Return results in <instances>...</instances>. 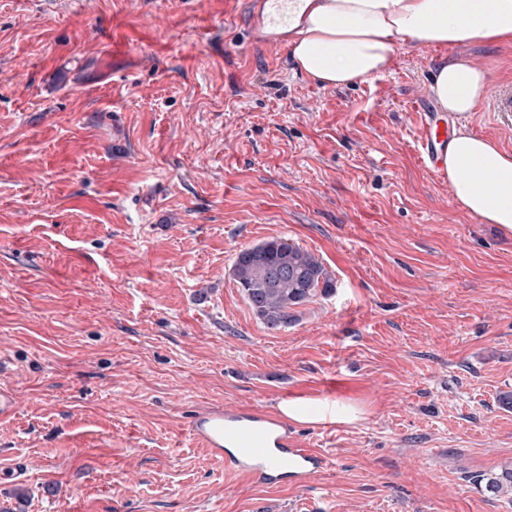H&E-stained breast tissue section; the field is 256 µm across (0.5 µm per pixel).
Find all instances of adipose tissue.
Segmentation results:
<instances>
[{
    "instance_id": "ef3b65f1",
    "label": "adipose tissue",
    "mask_w": 512,
    "mask_h": 512,
    "mask_svg": "<svg viewBox=\"0 0 512 512\" xmlns=\"http://www.w3.org/2000/svg\"><path fill=\"white\" fill-rule=\"evenodd\" d=\"M284 29L298 69L323 85L345 86L390 71L400 47L452 46L431 82L438 104L473 112L489 84L465 54L475 44L512 45V0H285ZM445 177L460 207L512 231V154L459 127Z\"/></svg>"
}]
</instances>
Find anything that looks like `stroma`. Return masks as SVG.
I'll use <instances>...</instances> for the list:
<instances>
[{"label":"stroma","instance_id":"35a3bbf8","mask_svg":"<svg viewBox=\"0 0 512 512\" xmlns=\"http://www.w3.org/2000/svg\"><path fill=\"white\" fill-rule=\"evenodd\" d=\"M252 0H0V512H512V231L415 152L444 48L320 86ZM491 85L512 47L475 45ZM335 289L267 329L232 277L272 237ZM308 398L306 486L238 479L199 411Z\"/></svg>","mask_w":512,"mask_h":512}]
</instances>
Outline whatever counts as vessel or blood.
Listing matches in <instances>:
<instances>
[{"instance_id": "1", "label": "vessel or blood", "mask_w": 512, "mask_h": 512, "mask_svg": "<svg viewBox=\"0 0 512 512\" xmlns=\"http://www.w3.org/2000/svg\"><path fill=\"white\" fill-rule=\"evenodd\" d=\"M484 107L500 125L511 126L512 86L499 85ZM414 110L416 151L428 170H438L439 154L445 151L453 127L446 116L431 110L428 99H420ZM190 433L212 456L223 460L225 470L266 485L304 483L325 465L324 457L301 444L287 423L258 408L197 414Z\"/></svg>"}]
</instances>
